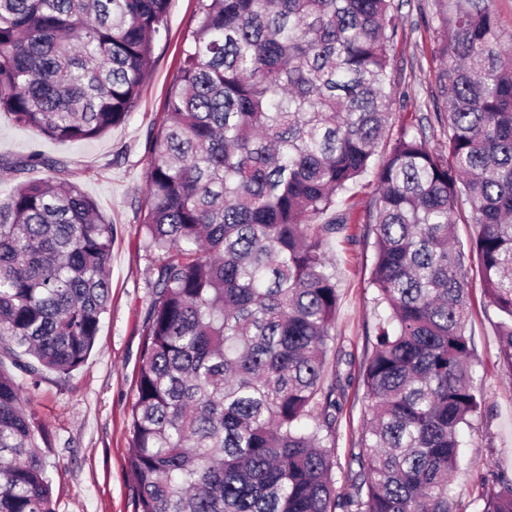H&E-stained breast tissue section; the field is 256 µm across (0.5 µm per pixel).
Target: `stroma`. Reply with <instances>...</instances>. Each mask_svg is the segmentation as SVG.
<instances>
[{"label":"stroma","mask_w":512,"mask_h":512,"mask_svg":"<svg viewBox=\"0 0 512 512\" xmlns=\"http://www.w3.org/2000/svg\"><path fill=\"white\" fill-rule=\"evenodd\" d=\"M433 0H400L402 24L391 52L392 132L408 127L428 140L442 130L434 116L441 97L442 61L433 32ZM197 0H169L167 33L155 44L150 74L138 108L121 124L90 141L63 142L38 135L0 112V159L41 154L46 166L23 176L0 169V198L19 179L49 176V163L66 164L72 181L96 204L113 231L108 262L111 300L94 347L69 375L46 370L30 389V406L48 431L45 449L56 512H136L135 480L129 467L130 412L137 394L145 321L154 299L153 255L137 228L145 208L148 161L166 118V95L179 66V48L197 23ZM375 182L365 175L345 205L347 228L324 248L336 261L340 304L335 343L327 354V375L346 377L342 409L332 445L338 462L339 492H346L350 450L361 439L366 418L359 372L372 351L379 312L370 286L374 232L366 215ZM466 333L474 346V384L486 404L463 429L462 459L452 487L467 512H479L480 478L504 471L512 475V381L498 358L497 314L485 296L478 270L470 272Z\"/></svg>","instance_id":"35a3bbf8"}]
</instances>
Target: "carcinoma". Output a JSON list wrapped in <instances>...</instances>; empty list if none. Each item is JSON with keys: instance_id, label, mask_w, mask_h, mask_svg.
Masks as SVG:
<instances>
[{"instance_id": "1", "label": "carcinoma", "mask_w": 512, "mask_h": 512, "mask_svg": "<svg viewBox=\"0 0 512 512\" xmlns=\"http://www.w3.org/2000/svg\"><path fill=\"white\" fill-rule=\"evenodd\" d=\"M444 138L392 117L394 0H198L138 232L154 300L131 408L137 512H463L460 431L481 406L467 264L498 313L512 380V47L488 0H434ZM168 0H0V112L60 141L138 107ZM49 168L0 199V357L36 384L84 363L110 301L112 224ZM375 171L369 418L336 493L344 386L325 382L339 292L310 220ZM473 226L469 248L455 225ZM25 387L0 371V512H55ZM480 512H512V477Z\"/></svg>"}]
</instances>
